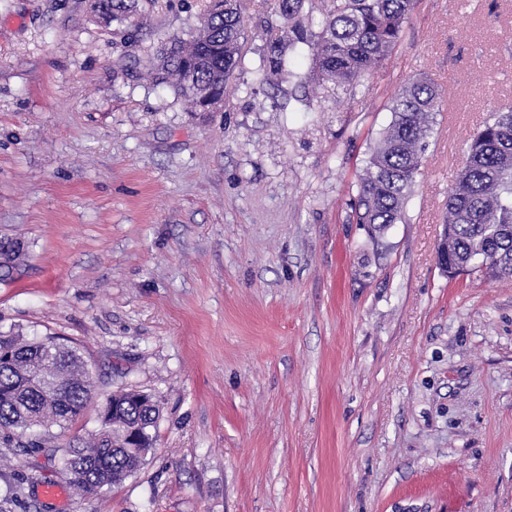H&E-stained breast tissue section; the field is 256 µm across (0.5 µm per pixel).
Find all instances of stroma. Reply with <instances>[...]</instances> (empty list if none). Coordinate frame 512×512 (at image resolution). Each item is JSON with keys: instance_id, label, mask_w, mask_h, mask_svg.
I'll return each instance as SVG.
<instances>
[{"instance_id": "obj_1", "label": "stroma", "mask_w": 512, "mask_h": 512, "mask_svg": "<svg viewBox=\"0 0 512 512\" xmlns=\"http://www.w3.org/2000/svg\"><path fill=\"white\" fill-rule=\"evenodd\" d=\"M201 0H155L143 46ZM221 111L197 117L123 67L88 0H0V332L77 348L93 398L158 404L156 443L112 489L0 446V512H512V281L436 265L469 139L512 102V0H417L391 56L303 105L308 53L258 82L284 22L242 0ZM442 110L402 222L351 206L410 77ZM48 483L62 497L44 496Z\"/></svg>"}]
</instances>
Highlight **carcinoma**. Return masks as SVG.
I'll return each mask as SVG.
<instances>
[{"label":"carcinoma","instance_id":"cac0c4a2","mask_svg":"<svg viewBox=\"0 0 512 512\" xmlns=\"http://www.w3.org/2000/svg\"><path fill=\"white\" fill-rule=\"evenodd\" d=\"M415 0H330L316 11L313 0H273L275 14L288 30L266 41L256 70L269 82L286 68V52L306 49L313 70L301 82L349 89L381 65L398 43ZM240 0H207L201 24L189 38L169 37L147 54L145 75L171 88L188 102L192 113L216 111L239 68L245 34L240 23ZM91 12L105 25L127 23L124 43L142 51L133 34L141 28L140 0H92ZM441 94L426 79L406 82L390 111L392 120L370 148L353 204L356 223L382 229L403 220L405 205L420 174L426 137ZM444 237L439 257H448V277L469 271L479 260L494 279H512V105L491 112L470 143L467 159L456 176L446 203ZM26 248L9 249L0 264V280L20 266ZM0 432L30 433L29 448H44L51 428L65 431L85 411L92 381L77 353L53 337L26 342L0 334ZM49 376L60 381L52 397L31 385V378ZM124 405L123 415L109 418L83 446H71L58 457L60 470L71 486L94 492L121 485L127 474L144 463L149 449L132 448L128 429L138 428L145 439L155 438L158 405L138 390H118L106 398Z\"/></svg>","mask_w":512,"mask_h":512}]
</instances>
